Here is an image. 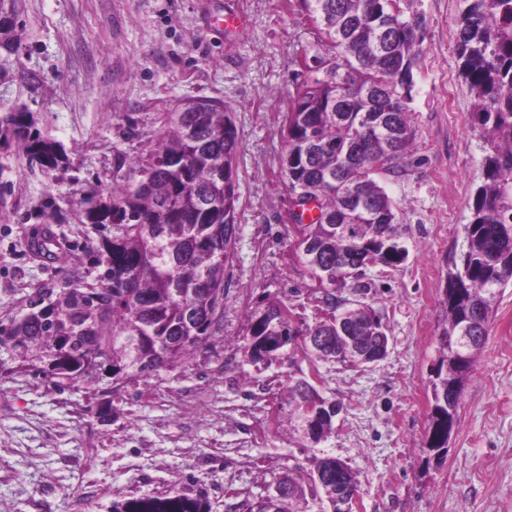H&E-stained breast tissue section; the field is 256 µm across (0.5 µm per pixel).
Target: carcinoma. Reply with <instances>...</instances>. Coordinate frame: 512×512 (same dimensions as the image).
Here are the masks:
<instances>
[{"instance_id":"carcinoma-1","label":"carcinoma","mask_w":512,"mask_h":512,"mask_svg":"<svg viewBox=\"0 0 512 512\" xmlns=\"http://www.w3.org/2000/svg\"><path fill=\"white\" fill-rule=\"evenodd\" d=\"M414 0H297L322 33L325 52L313 59L326 67L293 97L288 112V183L315 189L316 219L303 225V263L325 291L329 316L293 325L288 309L269 302L250 311L247 358L270 366L288 346L313 338L321 358L359 364L336 325L347 312L353 340L388 352L387 325L363 301L345 305L338 292L366 295L373 255L385 267L407 257L395 206L377 181L393 173L411 152L413 139L389 143L366 117H384L407 130L402 89L413 86V68L424 41L374 45L393 21L414 16ZM454 55L473 97L472 120L486 139L483 181L469 205L465 247L448 268L446 320L432 367L427 446L447 453L462 389L474 356L486 343L499 291L512 282V0H463ZM15 8L0 9V49L18 42ZM158 149L133 160L105 197L83 199L87 224L112 227L102 236L88 274L55 295L38 292L20 313L0 325V347L11 365L0 372H31L55 386H91L104 375L119 387L181 363L220 330L225 270L236 234L238 196L233 170L240 140L219 99H192L172 112ZM0 140L13 142L49 172L67 164L63 145L38 127L24 107L0 115ZM112 356V364L99 361ZM289 433L297 447L314 448L336 432L338 403L324 398L306 378H289ZM281 493L266 501L245 499L242 512H308L309 501L351 502L358 483L336 458L312 456L277 477ZM114 512H211L208 502L175 493L132 496Z\"/></svg>"}]
</instances>
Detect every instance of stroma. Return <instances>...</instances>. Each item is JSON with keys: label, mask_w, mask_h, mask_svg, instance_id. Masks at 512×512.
Listing matches in <instances>:
<instances>
[{"label": "stroma", "mask_w": 512, "mask_h": 512, "mask_svg": "<svg viewBox=\"0 0 512 512\" xmlns=\"http://www.w3.org/2000/svg\"><path fill=\"white\" fill-rule=\"evenodd\" d=\"M224 2L17 0L20 39L0 51V113L25 106L69 164L48 174L19 147L0 149V322L89 267L103 230L83 223L80 199L106 195L122 163L155 150L163 113L186 99L217 98L231 112L239 201L223 326L205 349L117 390L107 378L60 389L0 373V512H109L116 500L175 492L206 499L212 512H242L225 477L253 498L307 459L274 418L289 377L301 375L343 407L316 452L353 471L352 512H512V284L496 302L446 455L425 445L439 302L483 181V139L453 53L460 0L414 2L427 24L408 102L414 145L399 173L378 177L408 251L397 268L367 271L387 356L353 367L287 350L266 368L239 350L250 310L270 300L308 324L328 311L295 249L283 166L285 118L315 76L320 33L296 0H234L248 25L217 40L206 13ZM44 225L65 246L52 262L28 247ZM104 401L113 411L103 423ZM260 424L264 435L250 442Z\"/></svg>", "instance_id": "obj_1"}]
</instances>
